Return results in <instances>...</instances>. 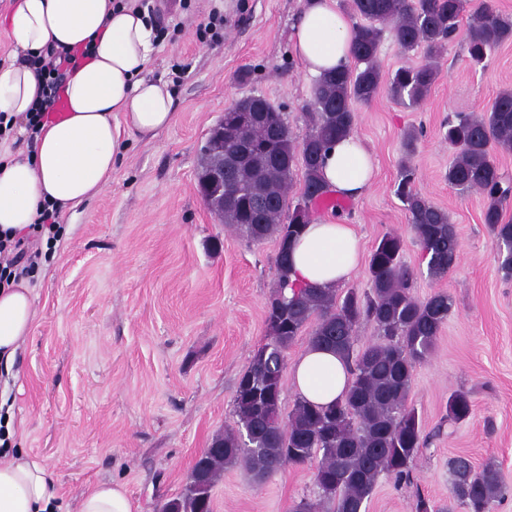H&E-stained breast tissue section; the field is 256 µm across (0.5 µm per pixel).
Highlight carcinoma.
Segmentation results:
<instances>
[{"label": "carcinoma", "instance_id": "1", "mask_svg": "<svg viewBox=\"0 0 512 512\" xmlns=\"http://www.w3.org/2000/svg\"><path fill=\"white\" fill-rule=\"evenodd\" d=\"M354 23L352 63L314 81L308 107L310 128L297 141L280 109L262 95L237 100L225 123L237 111L251 116L247 143L227 134L201 149V169L224 159L236 183L224 187V224L253 242L276 239L273 261L277 290L266 315L268 340L258 346L233 396L236 427L211 442L194 465L183 492L162 512H212V490L227 466L241 465L263 480L287 464L315 463L317 502L303 498L291 512H366L378 477L410 481L417 453L425 445L422 423L408 394L415 368L432 353L437 335L454 302L446 292L421 300L411 291L412 275L402 263L404 240L386 234L368 265L370 288L336 291L288 287L291 242L303 226L290 211L289 190L298 166L304 169L300 196L307 204L327 195L319 160L335 140L353 131L356 110L382 94L395 104L416 108L427 98L438 76L436 58L468 16L467 58L482 62L488 53L512 41V17L485 2L471 0H350ZM403 53L421 49L428 62L403 66L383 76L377 61L384 32ZM444 139L456 150L448 165V184L462 193L479 190L486 205L482 223L498 247V262L512 276V222L503 211L512 197V178L501 170L491 148L512 149V90L500 92L480 117L458 112L448 118ZM421 131L404 134L405 157L399 166L395 195L407 214L430 276L448 275L458 258V238L448 212L432 204L416 187L410 156ZM370 324L377 340L356 353L358 329ZM311 328L309 343L330 347L346 359L352 380L346 395L330 406L295 400L283 414L280 397L286 352L296 337ZM471 402L465 392L448 399V418L466 419ZM451 501L435 506L418 498L414 512H489L492 502L512 493L492 465L475 470L464 456L448 460Z\"/></svg>", "mask_w": 512, "mask_h": 512}]
</instances>
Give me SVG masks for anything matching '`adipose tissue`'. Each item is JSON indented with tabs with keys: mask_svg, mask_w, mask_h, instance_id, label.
Listing matches in <instances>:
<instances>
[{
	"mask_svg": "<svg viewBox=\"0 0 512 512\" xmlns=\"http://www.w3.org/2000/svg\"><path fill=\"white\" fill-rule=\"evenodd\" d=\"M17 54L55 45L86 51L65 88L67 111L43 126L34 152L0 140V232L26 234L43 207L74 211L112 182L122 146L120 131L154 136L174 120L168 81L149 74L156 30L143 13L112 0H15L0 20ZM353 25L336 0H305L291 47L312 76L336 69L351 56ZM39 79L28 65L0 64V112L23 120L37 97ZM373 153L349 135L329 148L321 172L329 194L347 199L371 187ZM359 239L351 225L326 215L306 224L293 248L290 284L336 288L358 269ZM36 318L28 279L0 285V370L11 372ZM298 397L325 405L347 390L346 361L322 347H306L294 365ZM0 512H64L56 482L38 460L19 450L0 460ZM76 512H136L123 487L109 483L82 493Z\"/></svg>",
	"mask_w": 512,
	"mask_h": 512,
	"instance_id": "1",
	"label": "adipose tissue"
}]
</instances>
